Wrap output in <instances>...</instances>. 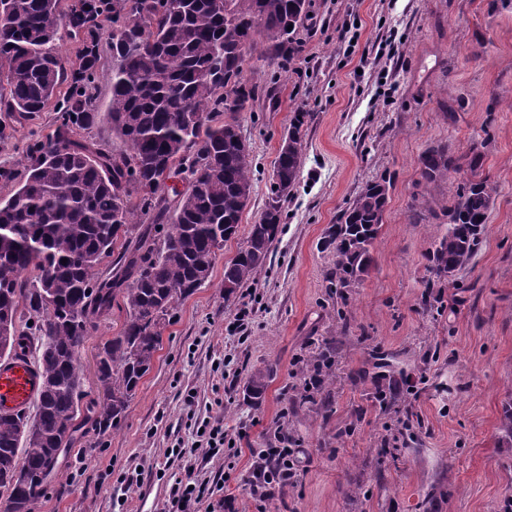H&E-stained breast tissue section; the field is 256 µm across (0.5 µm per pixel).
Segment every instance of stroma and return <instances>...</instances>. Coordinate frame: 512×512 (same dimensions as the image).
Listing matches in <instances>:
<instances>
[{"label":"stroma","instance_id":"35a3bbf8","mask_svg":"<svg viewBox=\"0 0 512 512\" xmlns=\"http://www.w3.org/2000/svg\"><path fill=\"white\" fill-rule=\"evenodd\" d=\"M346 31L356 45L342 40ZM300 36L292 60L262 45L244 63L258 92L239 116L254 189L237 237L219 252L210 283L176 309L120 427L98 446L84 426L37 512H162L181 472L166 464L168 448L219 414L229 435L246 428L242 454L184 462L234 512H417L447 482L452 495L431 512H502L512 491V438L499 431L512 406V9L499 0H312ZM451 92L463 99L452 123L439 108ZM297 112L308 115L303 166L282 203L283 231L254 281L226 301L224 264L266 209ZM57 126L53 108L21 122L0 112V168L22 172L28 143ZM482 139L495 187L485 238L470 269L427 287L426 254L447 227L411 217L418 157L437 143L462 152ZM381 175L393 187L371 266L356 287L336 288L335 258L321 240ZM244 306L252 314L241 335L233 321ZM124 319L115 302L81 349L85 403L100 398L98 347ZM260 370L269 378L252 408L242 390ZM390 387L396 396L379 402ZM282 436L308 463L296 483L258 502L250 451ZM164 464L170 477L156 474ZM134 469L138 483L120 484Z\"/></svg>","mask_w":512,"mask_h":512}]
</instances>
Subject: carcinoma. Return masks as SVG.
<instances>
[{
	"mask_svg": "<svg viewBox=\"0 0 512 512\" xmlns=\"http://www.w3.org/2000/svg\"><path fill=\"white\" fill-rule=\"evenodd\" d=\"M309 8L310 0H78L66 11L61 0H0L7 111L27 116L54 105L60 121L52 138L30 141L23 179L0 199V358L31 336L43 378L34 413L0 416L7 512H36L61 454L72 448L82 424L79 348L116 297L126 317L98 348L101 397L89 411L100 436L120 425L176 308L210 282L253 192L251 149L238 124L255 95L245 59L262 40L293 58ZM103 15L112 19L113 61L105 106L96 95ZM64 28L83 41L81 63L70 72L57 46ZM307 117L294 114L265 212L224 264L228 300L254 280L282 232V201L301 171ZM100 124L112 129L110 151L71 137ZM484 147L457 155L437 144L418 158V184L426 188L466 174L448 204L425 192L413 196V217L448 224L427 256L439 281L472 264L487 231L494 188L480 173ZM184 169L194 181L170 212L159 192ZM390 188L384 175L366 182L329 227L323 246L336 257V287L352 288L367 272ZM150 214L153 222L144 223ZM110 258L109 273L99 274ZM24 312L33 325L20 331ZM267 378L257 372L248 379L247 404L262 402Z\"/></svg>",
	"mask_w": 512,
	"mask_h": 512,
	"instance_id": "cac0c4a2",
	"label": "carcinoma"
}]
</instances>
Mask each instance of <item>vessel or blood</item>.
Returning a JSON list of instances; mask_svg holds the SVG:
<instances>
[{"label":"vessel or blood","mask_w":512,"mask_h":512,"mask_svg":"<svg viewBox=\"0 0 512 512\" xmlns=\"http://www.w3.org/2000/svg\"><path fill=\"white\" fill-rule=\"evenodd\" d=\"M41 389V374L29 355L0 361V415L28 411Z\"/></svg>","instance_id":"1"}]
</instances>
